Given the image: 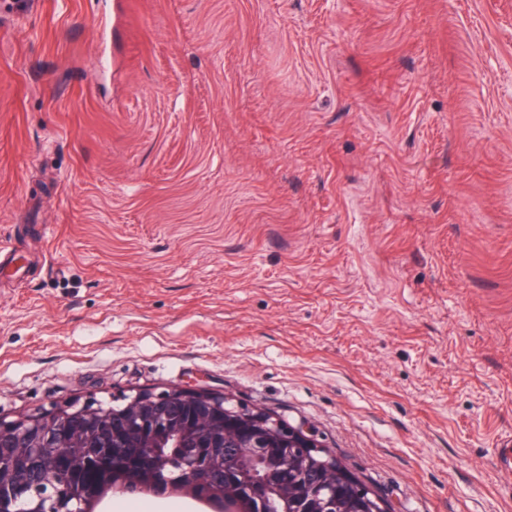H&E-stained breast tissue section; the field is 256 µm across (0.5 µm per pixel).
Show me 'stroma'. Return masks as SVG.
Masks as SVG:
<instances>
[{
    "mask_svg": "<svg viewBox=\"0 0 512 512\" xmlns=\"http://www.w3.org/2000/svg\"><path fill=\"white\" fill-rule=\"evenodd\" d=\"M0 0V418L190 386L389 512H512V0Z\"/></svg>",
    "mask_w": 512,
    "mask_h": 512,
    "instance_id": "1",
    "label": "stroma"
}]
</instances>
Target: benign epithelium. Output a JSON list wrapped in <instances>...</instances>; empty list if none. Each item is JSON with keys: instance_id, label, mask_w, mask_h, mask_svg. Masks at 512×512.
I'll use <instances>...</instances> for the list:
<instances>
[{"instance_id": "7a95c632", "label": "benign epithelium", "mask_w": 512, "mask_h": 512, "mask_svg": "<svg viewBox=\"0 0 512 512\" xmlns=\"http://www.w3.org/2000/svg\"><path fill=\"white\" fill-rule=\"evenodd\" d=\"M106 429L132 440L112 458H96L98 468L117 473L137 464L153 474L172 463L178 466L182 483L158 484L155 493L159 497L177 488L224 485L225 452L234 453L236 465L244 466L261 454L260 447L249 440L256 433L265 434L272 447L299 448L314 457L321 449L309 429L263 415L224 395L186 387L143 390L115 396L108 403L90 397L81 404L70 403L16 421L0 419V444L22 439V451L12 468L43 477L38 490L1 477L0 486L14 488L17 498L27 500L31 512L60 508L70 499L69 449L96 447L95 438ZM247 487L249 497L240 512H262L266 486L249 481Z\"/></svg>"}]
</instances>
